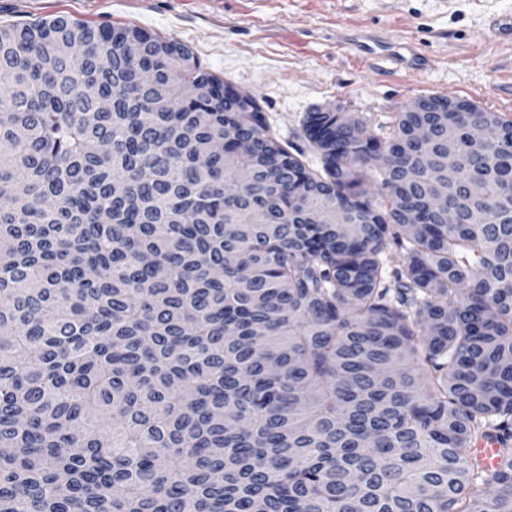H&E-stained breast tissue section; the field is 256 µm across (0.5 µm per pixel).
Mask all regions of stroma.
Wrapping results in <instances>:
<instances>
[{
	"instance_id": "35a3bbf8",
	"label": "stroma",
	"mask_w": 512,
	"mask_h": 512,
	"mask_svg": "<svg viewBox=\"0 0 512 512\" xmlns=\"http://www.w3.org/2000/svg\"><path fill=\"white\" fill-rule=\"evenodd\" d=\"M511 13L512 0H0V25L66 15L189 47L253 93L276 137L313 167L301 123L317 109L357 114L378 136L429 95L512 121V43L486 36Z\"/></svg>"
}]
</instances>
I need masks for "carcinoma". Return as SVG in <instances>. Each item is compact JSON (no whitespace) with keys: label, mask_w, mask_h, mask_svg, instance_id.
<instances>
[{"label":"carcinoma","mask_w":512,"mask_h":512,"mask_svg":"<svg viewBox=\"0 0 512 512\" xmlns=\"http://www.w3.org/2000/svg\"><path fill=\"white\" fill-rule=\"evenodd\" d=\"M171 46L0 26V512H512V122L317 109L315 169Z\"/></svg>","instance_id":"carcinoma-1"}]
</instances>
